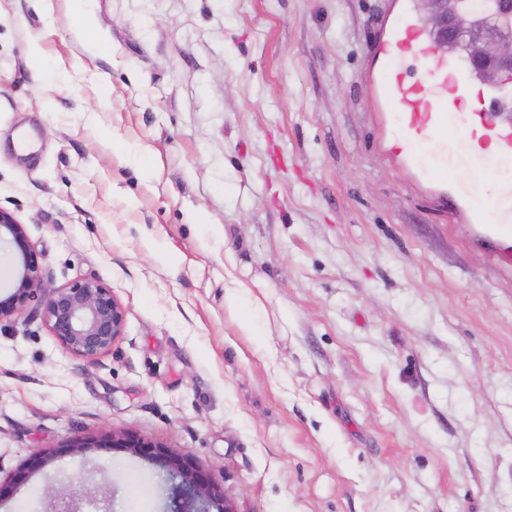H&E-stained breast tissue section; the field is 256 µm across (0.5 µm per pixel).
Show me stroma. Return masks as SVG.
Masks as SVG:
<instances>
[{
  "label": "stroma",
  "mask_w": 512,
  "mask_h": 512,
  "mask_svg": "<svg viewBox=\"0 0 512 512\" xmlns=\"http://www.w3.org/2000/svg\"><path fill=\"white\" fill-rule=\"evenodd\" d=\"M387 7L92 0L91 37L69 0H0V207L46 284L127 310L94 361L41 311L0 321V512H169L160 462L65 452L114 433L189 455L236 512H512V242L382 151Z\"/></svg>",
  "instance_id": "35a3bbf8"
}]
</instances>
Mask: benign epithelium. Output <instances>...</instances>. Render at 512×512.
Masks as SVG:
<instances>
[{
    "label": "benign epithelium",
    "mask_w": 512,
    "mask_h": 512,
    "mask_svg": "<svg viewBox=\"0 0 512 512\" xmlns=\"http://www.w3.org/2000/svg\"><path fill=\"white\" fill-rule=\"evenodd\" d=\"M421 18L429 28L446 37L452 32L448 15L436 9L438 0H417ZM474 61L493 76L512 73V37L496 36L481 27L468 34ZM7 239L15 249L17 261L10 281V292L0 297V320L32 307L42 310L49 330L66 352L94 361L108 353L124 333L126 309L112 290L98 280L83 279L58 288L49 287L43 278L37 254L25 224L18 216L0 207V240ZM151 444L128 436L92 441L75 439L68 452L81 456L87 448H128L137 453ZM155 458L163 461L171 480L175 512H234L227 496L202 469L181 455L159 450Z\"/></svg>",
    "instance_id": "benign-epithelium-1"
}]
</instances>
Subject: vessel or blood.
<instances>
[{"mask_svg": "<svg viewBox=\"0 0 512 512\" xmlns=\"http://www.w3.org/2000/svg\"><path fill=\"white\" fill-rule=\"evenodd\" d=\"M376 50L384 60L372 88L376 103L384 107L377 120L381 138L388 141V154L440 187L443 207L470 215L485 237L512 235V95L501 87L479 83L467 59L440 50L429 30L403 12L395 24L383 25ZM408 50L430 63L411 80L399 61L400 54ZM447 88L452 89V98L442 97ZM429 92L438 96L435 111H417L419 98ZM474 93L481 109L461 111V104ZM477 138L497 145L496 153L482 160L497 174L498 195L490 214L470 210L466 189L446 190L452 167L469 165L466 147Z\"/></svg>", "mask_w": 512, "mask_h": 512, "instance_id": "b4317fda", "label": "vessel or blood"}]
</instances>
